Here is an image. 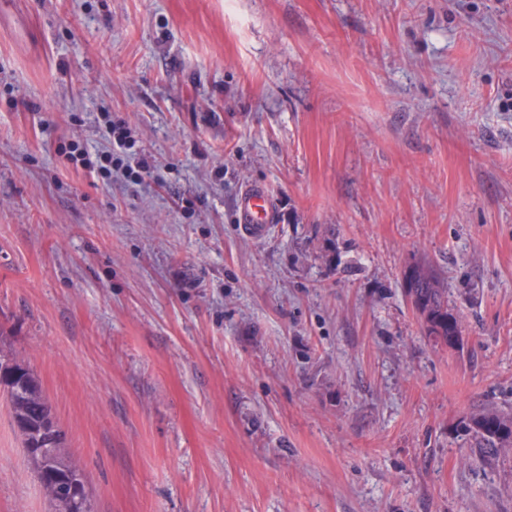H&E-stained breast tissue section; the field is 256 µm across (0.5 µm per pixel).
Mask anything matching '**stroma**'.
Here are the masks:
<instances>
[{"label":"stroma","mask_w":512,"mask_h":512,"mask_svg":"<svg viewBox=\"0 0 512 512\" xmlns=\"http://www.w3.org/2000/svg\"><path fill=\"white\" fill-rule=\"evenodd\" d=\"M110 122L142 180L68 161ZM0 331L94 512H512L459 426L512 409V0H11ZM0 512H52L2 396ZM275 213L270 194L262 185H251L240 194L236 206V221L245 236L261 240L274 224ZM406 295L424 323L428 336L456 347L462 336L458 319L448 312V290L428 268L413 266L405 273Z\"/></svg>","instance_id":"obj_1"}]
</instances>
